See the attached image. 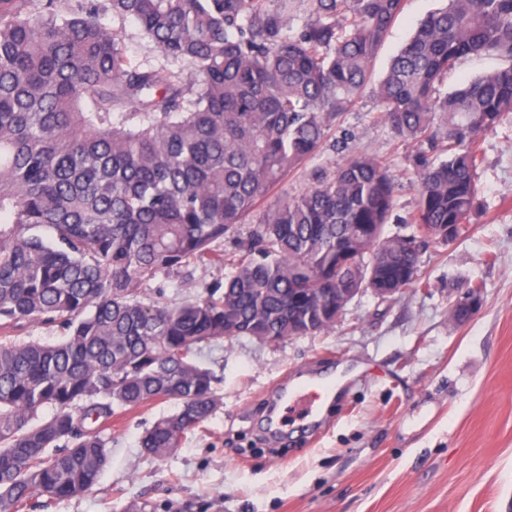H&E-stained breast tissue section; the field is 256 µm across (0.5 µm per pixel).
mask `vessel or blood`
<instances>
[{
  "mask_svg": "<svg viewBox=\"0 0 512 512\" xmlns=\"http://www.w3.org/2000/svg\"><path fill=\"white\" fill-rule=\"evenodd\" d=\"M332 391V381L326 376L299 375L283 381L271 420L275 432H283L293 422L314 426L323 400Z\"/></svg>",
  "mask_w": 512,
  "mask_h": 512,
  "instance_id": "1",
  "label": "vessel or blood"
}]
</instances>
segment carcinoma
Here are the masks:
<instances>
[{
	"instance_id": "1",
	"label": "carcinoma",
	"mask_w": 512,
	"mask_h": 512,
	"mask_svg": "<svg viewBox=\"0 0 512 512\" xmlns=\"http://www.w3.org/2000/svg\"><path fill=\"white\" fill-rule=\"evenodd\" d=\"M0 0V512L99 483L112 417L175 399L139 438L163 458L219 406L202 345L311 336L343 288H425L423 232L448 244L477 198L476 136L512 114V0H448L370 84L403 0ZM131 20L190 75L133 64ZM503 65L440 94L460 59ZM411 158L416 208L392 218L390 165L358 156L270 203L366 93ZM255 213L226 259L224 237ZM408 232H389V223ZM350 253L338 267L336 256ZM231 272L204 293L147 297L190 266ZM10 339L28 340L29 338H38L44 341H53L59 337V332L55 327H49L36 323H24L22 328L13 333Z\"/></svg>"
}]
</instances>
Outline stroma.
Returning <instances> with one entry per match:
<instances>
[{
	"label": "stroma",
	"instance_id": "35a3bbf8",
	"mask_svg": "<svg viewBox=\"0 0 512 512\" xmlns=\"http://www.w3.org/2000/svg\"><path fill=\"white\" fill-rule=\"evenodd\" d=\"M446 0H404L371 67L380 80L415 24ZM373 96L342 115L346 150L325 148L314 166L334 172L359 153L386 159L397 181L396 215L415 205L408 173L417 150L372 123ZM478 208L450 244H428V289L389 302L356 297L335 327L277 343L231 337L203 346L218 379L211 418L164 459L138 446L170 413L155 402L119 416L99 483L47 512H512V119L478 137ZM481 307L450 315L471 283ZM354 376L319 428L273 437L266 418L275 387L300 372L340 365Z\"/></svg>",
	"mask_w": 512,
	"mask_h": 512
}]
</instances>
